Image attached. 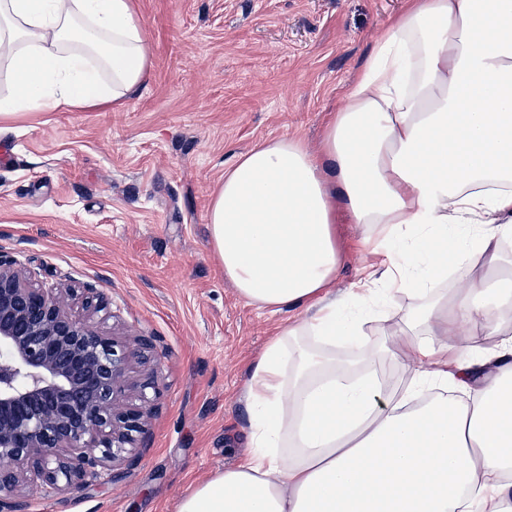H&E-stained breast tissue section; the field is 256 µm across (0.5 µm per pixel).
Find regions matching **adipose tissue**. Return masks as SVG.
Masks as SVG:
<instances>
[{
  "instance_id": "adipose-tissue-1",
  "label": "adipose tissue",
  "mask_w": 512,
  "mask_h": 512,
  "mask_svg": "<svg viewBox=\"0 0 512 512\" xmlns=\"http://www.w3.org/2000/svg\"><path fill=\"white\" fill-rule=\"evenodd\" d=\"M0 66L2 120L129 101L152 52L132 0H0ZM208 224L240 297L306 314L252 366L247 453L177 512H512V0H405L318 146L241 154ZM342 224L375 261L339 301ZM400 295L384 348L367 325Z\"/></svg>"
}]
</instances>
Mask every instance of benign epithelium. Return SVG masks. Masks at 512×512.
Returning <instances> with one entry per match:
<instances>
[{"label":"benign epithelium","instance_id":"obj_1","mask_svg":"<svg viewBox=\"0 0 512 512\" xmlns=\"http://www.w3.org/2000/svg\"><path fill=\"white\" fill-rule=\"evenodd\" d=\"M94 288H45L0 253V512H32L33 493L106 474L147 433L160 358L101 332Z\"/></svg>","mask_w":512,"mask_h":512}]
</instances>
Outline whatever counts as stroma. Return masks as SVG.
Here are the masks:
<instances>
[{
    "instance_id": "obj_1",
    "label": "stroma",
    "mask_w": 512,
    "mask_h": 512,
    "mask_svg": "<svg viewBox=\"0 0 512 512\" xmlns=\"http://www.w3.org/2000/svg\"><path fill=\"white\" fill-rule=\"evenodd\" d=\"M152 50L123 106L0 124V253L49 285L97 289L103 330L154 337L151 426L122 479L40 496L34 512H177L248 442L253 360L296 312L225 281L207 216L261 140L316 142L403 0H136Z\"/></svg>"
}]
</instances>
